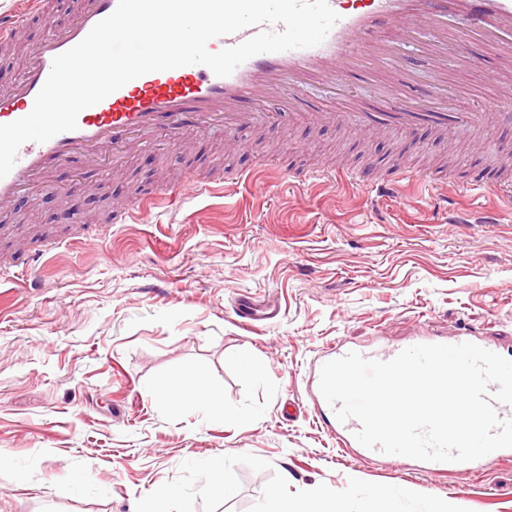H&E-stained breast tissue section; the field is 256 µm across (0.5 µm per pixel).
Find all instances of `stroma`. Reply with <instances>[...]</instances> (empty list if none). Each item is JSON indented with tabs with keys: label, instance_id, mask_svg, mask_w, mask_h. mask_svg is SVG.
Wrapping results in <instances>:
<instances>
[{
	"label": "stroma",
	"instance_id": "stroma-1",
	"mask_svg": "<svg viewBox=\"0 0 512 512\" xmlns=\"http://www.w3.org/2000/svg\"><path fill=\"white\" fill-rule=\"evenodd\" d=\"M0 46V91L13 85L47 26L76 0H45ZM405 79L428 82L426 38L398 44ZM436 94L438 107L493 111V52L471 51ZM421 126L403 133L313 127L300 115L238 132L188 130L178 163L155 138L107 171L71 160L47 173L32 202L0 235V266L17 238L59 241L35 278L0 282V512H263L270 495L320 497L346 512L377 499L380 512H512V457L477 471L423 472L414 459L364 457L336 444L310 391L311 366L339 343L400 345L415 332L469 335L512 360V203L471 190L499 176L512 126L487 128L476 149ZM448 175V195L490 210L491 224H452L425 183L375 202L367 184L296 183L283 170L337 163L377 178L390 158ZM242 174L213 193L154 203L147 221L112 223L126 197L217 168ZM99 232L91 245L82 230ZM241 297L273 300L280 314L248 325ZM241 356L264 364L244 375ZM198 379L224 392L225 421L153 397L161 377ZM233 475L226 498L204 493L209 459ZM171 486L176 499H164Z\"/></svg>",
	"mask_w": 512,
	"mask_h": 512
}]
</instances>
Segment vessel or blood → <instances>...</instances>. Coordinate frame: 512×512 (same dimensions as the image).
<instances>
[{
  "instance_id": "1",
  "label": "vessel or blood",
  "mask_w": 512,
  "mask_h": 512,
  "mask_svg": "<svg viewBox=\"0 0 512 512\" xmlns=\"http://www.w3.org/2000/svg\"><path fill=\"white\" fill-rule=\"evenodd\" d=\"M44 0H26L24 10L0 15V44H8L29 17L42 12ZM118 0H80L73 22L64 29L50 30L27 58L20 78L0 92V124L28 115L44 85L54 58L82 41L95 24L108 17ZM339 14L325 40L314 47L256 55L226 77L216 76L203 65H188L151 72L116 90L96 105L81 111L75 130L60 133L43 143H24L11 172L0 178V212L15 208L23 195L32 190L56 163L72 155H82L91 166L118 162L146 146L155 136H164L172 149H180L186 128L223 126L225 132L255 125L258 114L253 105L263 101L280 112H293L307 104L305 80L315 77L332 83L346 82L357 57L366 56L390 65L394 41L422 35L444 44L455 40L470 44L480 36L483 45L496 49V66L490 81L497 90V115L512 124V0H329ZM463 15L465 25L448 33L440 24L448 13ZM405 85L385 84L384 93L392 109L363 112L350 102L344 112H307L312 124L349 126L376 130L390 125L409 130L428 123L439 131L464 125L478 130L486 117L481 112H432L426 107L403 109ZM392 178L375 182L374 190L388 195L398 190L409 172L398 161H391ZM150 196L129 199L112 216L113 223L134 219L137 211L153 205ZM279 313L273 301L239 300L236 314L244 322L272 319ZM368 359L389 360L399 354L396 346L373 348L343 344L329 351L335 360L350 351Z\"/></svg>"
}]
</instances>
